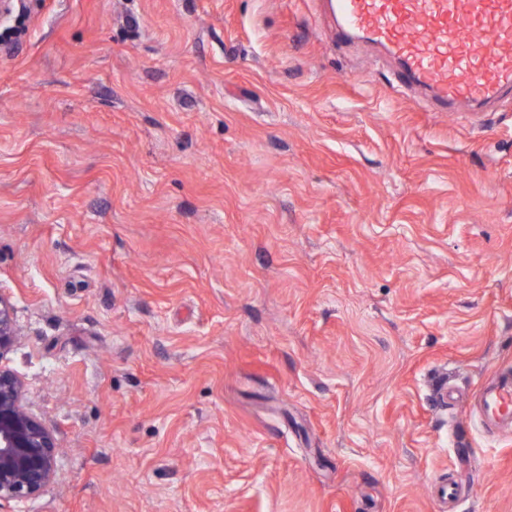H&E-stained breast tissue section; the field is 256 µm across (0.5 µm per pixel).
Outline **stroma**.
Masks as SVG:
<instances>
[{
  "instance_id": "obj_1",
  "label": "stroma",
  "mask_w": 512,
  "mask_h": 512,
  "mask_svg": "<svg viewBox=\"0 0 512 512\" xmlns=\"http://www.w3.org/2000/svg\"><path fill=\"white\" fill-rule=\"evenodd\" d=\"M19 2L0 367L56 475L0 512H512V95L400 85L328 0ZM15 326L10 304L0 296V354L13 340ZM486 418L512 427V370L501 369L497 373L496 384L492 391L476 394Z\"/></svg>"
}]
</instances>
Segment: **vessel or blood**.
Listing matches in <instances>:
<instances>
[{
    "instance_id": "b4317fda",
    "label": "vessel or blood",
    "mask_w": 512,
    "mask_h": 512,
    "mask_svg": "<svg viewBox=\"0 0 512 512\" xmlns=\"http://www.w3.org/2000/svg\"><path fill=\"white\" fill-rule=\"evenodd\" d=\"M337 38L384 47L400 79L441 104L483 106L512 91V0H332ZM486 418L512 427V370L478 392Z\"/></svg>"
}]
</instances>
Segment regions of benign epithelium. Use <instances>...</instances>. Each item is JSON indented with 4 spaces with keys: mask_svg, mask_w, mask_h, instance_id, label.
Returning a JSON list of instances; mask_svg holds the SVG:
<instances>
[{
    "mask_svg": "<svg viewBox=\"0 0 512 512\" xmlns=\"http://www.w3.org/2000/svg\"><path fill=\"white\" fill-rule=\"evenodd\" d=\"M15 336L10 304L0 296V352ZM21 380L0 368V501L26 499L55 476V444L23 406Z\"/></svg>",
    "mask_w": 512,
    "mask_h": 512,
    "instance_id": "7a95c632",
    "label": "benign epithelium"
}]
</instances>
